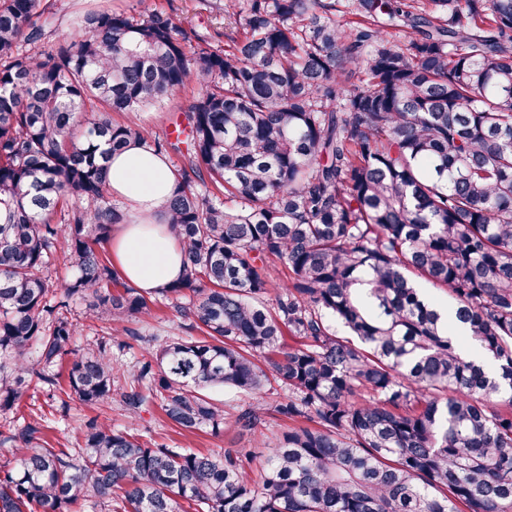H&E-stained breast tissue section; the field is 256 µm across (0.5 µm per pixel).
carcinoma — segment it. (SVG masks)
<instances>
[{
    "label": "carcinoma",
    "mask_w": 512,
    "mask_h": 512,
    "mask_svg": "<svg viewBox=\"0 0 512 512\" xmlns=\"http://www.w3.org/2000/svg\"><path fill=\"white\" fill-rule=\"evenodd\" d=\"M203 4L239 29L228 44L100 0L46 52L35 17L50 4L0 0V413L35 380L57 386L64 362L69 397L157 403L215 436L229 421L205 390L247 396L234 424L252 429L278 381L295 426L256 472L96 419L75 450L48 447L35 420L0 440V512H512V0ZM178 92L184 263L159 295L204 338L157 341L120 392L112 348L129 343L70 348L63 309L151 315L153 295L112 290L98 247L126 219L109 156L166 143L112 113ZM60 251L71 277L53 300Z\"/></svg>",
    "instance_id": "carcinoma-1"
}]
</instances>
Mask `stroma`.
Wrapping results in <instances>:
<instances>
[{
  "mask_svg": "<svg viewBox=\"0 0 512 512\" xmlns=\"http://www.w3.org/2000/svg\"><path fill=\"white\" fill-rule=\"evenodd\" d=\"M53 2L51 10L37 19L38 25L44 30L42 46L47 51L53 50L63 35L72 33L78 18L90 6V0ZM156 4L176 23L199 35L210 37L224 28L222 16L203 7L200 0H156ZM189 103L188 96L179 94L166 99L162 104L144 109L139 112L138 117L154 136L173 144L176 140L175 128L182 121ZM133 327L140 335L139 340L132 342L128 349L112 353L115 367L124 373L129 372L131 366L141 359L145 352L146 337L176 336L197 339L201 336L194 322L177 313L168 300L162 297L157 299L152 317L134 322ZM37 409L48 416L43 436L56 448L74 447V427L96 417L110 422L115 428L142 436L146 440H155L170 448L203 453L238 450L249 454L257 464L262 463L265 458L267 443L275 441L290 425L288 418L270 410L251 431L232 427L218 437L201 431L185 434L165 419L158 405H151L141 414L133 415L116 399L101 407H88L67 397L64 390L52 391L46 385L39 384L34 387L32 397L23 399L17 411L0 416V432L5 433L24 426Z\"/></svg>",
  "mask_w": 512,
  "mask_h": 512,
  "instance_id": "1",
  "label": "stroma"
}]
</instances>
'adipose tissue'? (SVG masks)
I'll return each instance as SVG.
<instances>
[{
  "label": "adipose tissue",
  "mask_w": 512,
  "mask_h": 512,
  "mask_svg": "<svg viewBox=\"0 0 512 512\" xmlns=\"http://www.w3.org/2000/svg\"><path fill=\"white\" fill-rule=\"evenodd\" d=\"M110 197L131 211L130 221L112 230V261L122 277L142 292H154L176 281L183 253L169 230L167 204L177 190L166 157L132 144L110 161Z\"/></svg>",
  "instance_id": "ef3b65f1"
}]
</instances>
